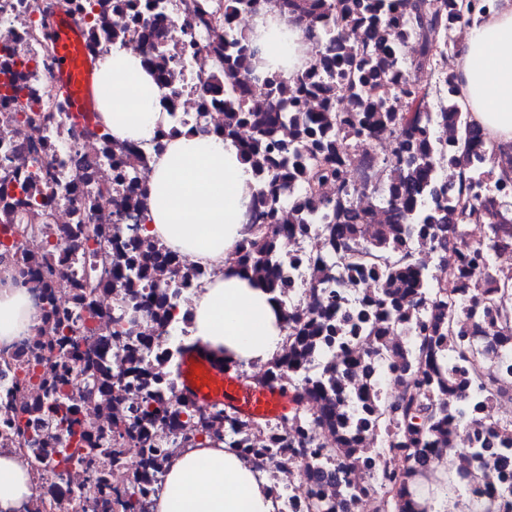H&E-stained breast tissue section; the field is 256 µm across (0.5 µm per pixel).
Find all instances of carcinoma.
<instances>
[{
	"label": "carcinoma",
	"mask_w": 512,
	"mask_h": 512,
	"mask_svg": "<svg viewBox=\"0 0 512 512\" xmlns=\"http://www.w3.org/2000/svg\"><path fill=\"white\" fill-rule=\"evenodd\" d=\"M264 0H224L216 5L220 12L217 22L224 24L232 48L220 56L224 68V137L231 138L238 126L252 128V140L240 143V149L254 167L257 187L273 189L265 196L252 195V224L250 237L238 245L241 252L237 263L243 265L264 258L273 247V241L264 236L261 225L275 223L278 205L286 202L298 213L317 206L329 216L327 228L336 249L342 252L347 265L356 273L369 269L374 279L372 307L357 315L343 307L341 298L331 300L322 317V323L310 322L286 337L294 345V356L288 367H303V354L313 346L318 336L340 345L349 333L372 324L371 335H388L391 327L400 321L406 310L417 306L416 296L430 289L434 303L448 312V367H461L462 376L457 388L461 391L458 404L446 409H435L427 403V384L436 340L423 336L422 350L428 356L418 374L398 396L378 402L368 395L361 396L360 426H377L381 421L393 424L397 430L398 448H428L432 434L443 428L453 431L464 418L474 432L476 447L471 449L479 470L492 460V478L475 490L486 501H504L505 512H512V504L505 501L512 492V445L493 448L485 437L491 420L483 414L486 393L496 390L498 378L482 366L476 353L454 336L451 317L461 311H478L495 307L505 322L512 321L509 312L500 303L483 294L473 295L472 304L458 301L453 288H433L429 275L409 261L398 257L404 248L401 230L395 236L379 237L376 242L361 244L363 226L368 217L356 207L350 189L354 159L353 143L373 138L379 129L388 133L391 148L380 158L385 170L397 171L378 197L381 205L393 213L396 223L414 224L416 230L432 239L445 231L447 224H462L480 208L496 224L512 221L509 209L500 208L489 199L471 192L475 174L466 165L465 158L470 139H462L456 152L457 189L446 202L433 193L431 185L439 169L436 156L444 129L431 123L432 79L446 72L459 88V75L454 61L460 55V46L448 38L449 19L481 23L499 5L495 0H276L278 13L305 25L309 31H319V46L324 48L305 72L290 80L279 72L260 73L255 70L258 50L250 39L237 40L236 19L241 13L256 14ZM137 23L160 33L164 16L150 13L147 0H126ZM358 30L359 46L352 53L345 47L348 29ZM411 40V54L406 70H414L426 77L417 83L407 78L396 84L387 82V70L394 66L393 55L397 44ZM371 83L380 89L373 100H361L353 89ZM320 92L331 104H340L342 111L330 116L336 123V135L326 132V116L303 111L306 94ZM261 92L267 98L264 112L254 110L250 102ZM288 121L294 129L295 140L285 143L275 136L277 125ZM336 184V201L319 196L320 188ZM326 418H336L341 429L343 447L339 456L351 457L359 442L358 434L346 429L342 414L327 411ZM380 487L391 494L388 512H404L402 501L407 496L404 474L394 472L379 476ZM356 499V493L344 486L336 491L331 502L321 494H314L307 503L308 512H339L344 503Z\"/></svg>",
	"instance_id": "obj_1"
}]
</instances>
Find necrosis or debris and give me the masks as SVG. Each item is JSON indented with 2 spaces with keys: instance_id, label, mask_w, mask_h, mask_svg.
Returning a JSON list of instances; mask_svg holds the SVG:
<instances>
[{
  "instance_id": "necrosis-or-debris-1",
  "label": "necrosis or debris",
  "mask_w": 512,
  "mask_h": 512,
  "mask_svg": "<svg viewBox=\"0 0 512 512\" xmlns=\"http://www.w3.org/2000/svg\"><path fill=\"white\" fill-rule=\"evenodd\" d=\"M121 2L0 0V288L23 291L32 312L24 335L0 339V454H11L34 483L17 512H81L76 496L89 486V472L64 461L80 444L100 449L97 465L107 490L146 488L142 512H152L170 461L203 438L237 440L248 457L264 449L257 476L272 488L280 512H306L311 492L333 497L336 461L293 458L289 450L303 442L335 447L336 426L309 427L305 419L335 398L329 381L337 360L368 355L376 345L360 336L343 347H322L308 360L307 374L326 386L305 385L297 416L286 424L270 417L251 427L247 416L184 393L181 366L192 349L193 303L210 271L149 234L136 206L145 201L153 159L170 138L224 134V74L216 58L224 27L188 28L201 0H156L167 24L162 48L175 69L172 84L161 90L168 123L149 142L119 141L98 120L82 122L69 112L56 45L41 29L66 15L79 23L87 62L98 63L116 46L150 62L153 42ZM269 230L275 248L268 266L249 263L245 271L254 278L272 269L280 274L274 298L287 325L316 318L329 294L349 307L369 297L365 279L337 265L323 224H300L283 207ZM462 238L461 259L448 262L437 242L419 233L407 243L412 259L434 280L454 285L466 302L477 289L494 293L501 274L512 271V226L500 232L476 216L463 224ZM433 314L432 301H425L384 336L376 372L344 381L341 411L353 414L361 391L402 389L419 366L418 341L423 327L433 326ZM462 330L512 383V336L500 322L476 315ZM55 403L76 418L73 428L50 413ZM122 424L133 426L132 438L116 437ZM363 440L345 469L359 491L352 512H382L372 478L406 467L410 452L392 449L393 433L381 428ZM472 444L466 425L453 437L436 436L421 480L433 478L445 460L461 483L471 484Z\"/></svg>"
}]
</instances>
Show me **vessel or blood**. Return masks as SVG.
<instances>
[{
  "instance_id": "vessel-or-blood-1",
  "label": "vessel or blood",
  "mask_w": 512,
  "mask_h": 512,
  "mask_svg": "<svg viewBox=\"0 0 512 512\" xmlns=\"http://www.w3.org/2000/svg\"><path fill=\"white\" fill-rule=\"evenodd\" d=\"M78 27V22L69 17L61 18L57 23V75L69 97L71 112L81 116L91 109L92 89L88 66L75 51ZM182 372L188 393L202 404L219 402L256 418L283 414L294 405L292 395L277 389H252L232 371L210 362L203 355H191Z\"/></svg>"
}]
</instances>
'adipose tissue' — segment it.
<instances>
[{"label":"adipose tissue","instance_id":"obj_1","mask_svg":"<svg viewBox=\"0 0 512 512\" xmlns=\"http://www.w3.org/2000/svg\"><path fill=\"white\" fill-rule=\"evenodd\" d=\"M315 42L304 25L275 17L256 45L268 61L287 60L286 75L295 78ZM455 68L474 122L491 140L512 141V0L468 29ZM96 75L99 84L133 89L129 98L101 105L102 122L114 138L141 141L166 124L160 91L139 56L113 51L99 60ZM252 182L251 164L233 140L176 137L154 160L147 211L150 234L215 271L194 304V338L228 349L247 365L270 360L285 336L272 295L233 268ZM30 322L26 295L0 289V339L23 333ZM32 494L28 472L0 456V512H15ZM154 512H277V504L235 449L206 441L172 459Z\"/></svg>","mask_w":512,"mask_h":512}]
</instances>
